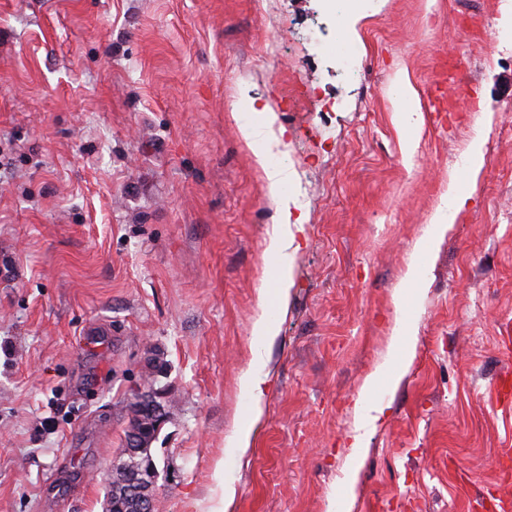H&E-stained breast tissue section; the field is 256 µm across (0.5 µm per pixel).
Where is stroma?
<instances>
[{"label":"stroma","instance_id":"1","mask_svg":"<svg viewBox=\"0 0 512 512\" xmlns=\"http://www.w3.org/2000/svg\"><path fill=\"white\" fill-rule=\"evenodd\" d=\"M493 2L378 0L349 82L323 0H0V512H106L141 392L165 414L154 512H216L219 466L234 512H481L512 448V37L476 26ZM265 103L305 214L284 310L258 306L280 214L239 128ZM477 138L490 166L415 254ZM415 255L413 358L372 397L350 497L355 401L398 367ZM262 311L256 422L240 376ZM399 121L405 127H413L421 120V109L415 91L406 81L398 84Z\"/></svg>","mask_w":512,"mask_h":512}]
</instances>
